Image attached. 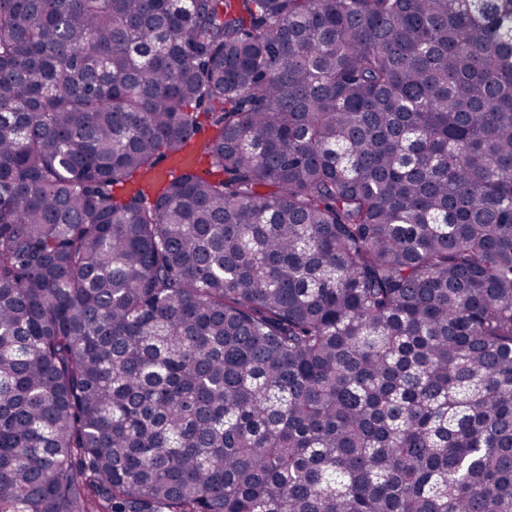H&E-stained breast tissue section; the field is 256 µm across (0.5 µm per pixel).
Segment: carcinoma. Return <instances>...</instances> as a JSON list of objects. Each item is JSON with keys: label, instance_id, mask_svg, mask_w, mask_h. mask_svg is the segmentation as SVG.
<instances>
[{"label": "carcinoma", "instance_id": "carcinoma-1", "mask_svg": "<svg viewBox=\"0 0 512 512\" xmlns=\"http://www.w3.org/2000/svg\"><path fill=\"white\" fill-rule=\"evenodd\" d=\"M0 512H512V0H0Z\"/></svg>", "mask_w": 512, "mask_h": 512}]
</instances>
